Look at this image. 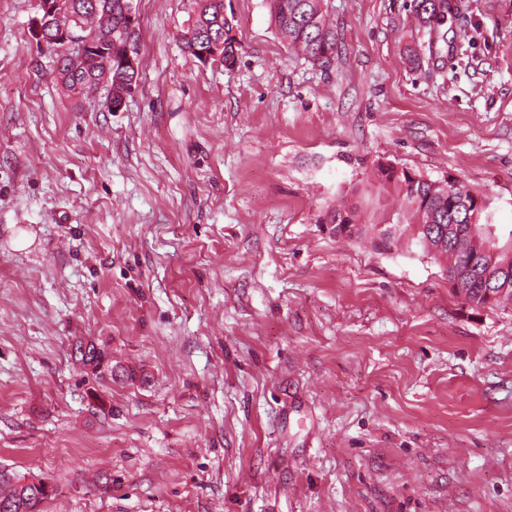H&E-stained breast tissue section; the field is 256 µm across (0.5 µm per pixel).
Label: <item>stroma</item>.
I'll return each instance as SVG.
<instances>
[{
	"label": "stroma",
	"instance_id": "stroma-1",
	"mask_svg": "<svg viewBox=\"0 0 512 512\" xmlns=\"http://www.w3.org/2000/svg\"><path fill=\"white\" fill-rule=\"evenodd\" d=\"M36 3L0 0V468L43 512H512V304L320 221L385 158L512 235V0H458L431 61L414 0H330L326 70L267 0H224L229 67L182 52L191 0H134L117 112L61 91ZM83 344L84 342L82 340H78L77 343H74L77 362L81 363L83 367L91 369L92 375L96 376V378H103L102 372L108 371L109 377L112 380V356L107 348L98 344L96 341L90 340L87 343V351H83ZM101 365H104V369L100 370L99 373H95Z\"/></svg>",
	"mask_w": 512,
	"mask_h": 512
}]
</instances>
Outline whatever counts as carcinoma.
I'll use <instances>...</instances> for the list:
<instances>
[{
    "label": "carcinoma",
    "mask_w": 512,
    "mask_h": 512,
    "mask_svg": "<svg viewBox=\"0 0 512 512\" xmlns=\"http://www.w3.org/2000/svg\"><path fill=\"white\" fill-rule=\"evenodd\" d=\"M68 3L62 19L79 16L77 34L94 36V54L101 50L112 52V100H119L128 86L125 70L121 69L129 40L122 4H130L132 0H68ZM268 7L278 33L288 46L319 69L327 70L334 64L339 37L336 25L330 20L328 0H268ZM414 9L419 50L413 51V57L418 59L427 54L433 58L440 53V44L447 43L448 4L445 0H415ZM60 20L53 17L50 22L56 28ZM232 30L233 18L224 13V0H194L192 22L182 35L183 49L198 60V51L204 45L219 42V57L211 61L230 66L236 60L238 48ZM57 63L58 75L68 85L82 86L88 92L96 88L101 76L98 65L74 71L69 69L65 58ZM354 194L353 200L327 211L320 223L333 225L338 238H368L383 249L395 247L405 239L427 251L426 241L435 244L443 235V248L434 253L428 251V255L450 280L462 273L466 265L452 241L466 237L473 224L485 234H491L492 215L485 197L459 180L447 191L438 181L379 160L372 176L356 187ZM391 195L401 198V209L387 208L386 198ZM376 224H390L394 231L377 240L373 234ZM498 246L501 247L498 253L483 256L480 269L495 291L489 294L483 283L470 282L465 303L473 309L496 307L512 300V244L500 242ZM75 347L77 362L95 372L96 377H103L98 372L101 367L112 371V356L106 347L92 340L86 344L79 340ZM54 490L52 485L47 492L43 485L29 483L27 477L1 469L0 512H42V504L54 495Z\"/></svg>",
    "instance_id": "1"
}]
</instances>
